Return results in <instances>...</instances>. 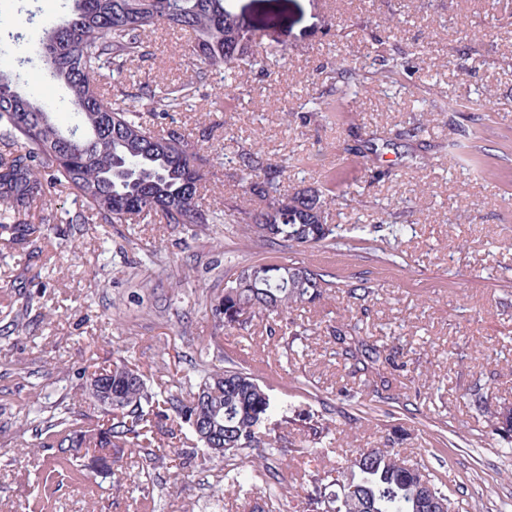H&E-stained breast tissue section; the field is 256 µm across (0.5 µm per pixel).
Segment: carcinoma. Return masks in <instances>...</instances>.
<instances>
[{
    "label": "carcinoma",
    "mask_w": 512,
    "mask_h": 512,
    "mask_svg": "<svg viewBox=\"0 0 512 512\" xmlns=\"http://www.w3.org/2000/svg\"><path fill=\"white\" fill-rule=\"evenodd\" d=\"M65 24L43 39L42 57L53 79L68 92L79 116L81 134L64 129L43 100L18 93L19 75L0 70V236L7 244L41 252L44 228L20 220L51 204V190L60 187L79 203L66 223L80 234L85 224H137L153 217L160 224L207 226L226 217L240 226L243 237L269 248L276 256L253 263L232 275L221 270L223 292L210 302V312L224 328L246 330L266 323L269 334L294 306L315 303L344 287L336 273L297 258L285 259L336 241V227L327 222L325 198L317 191L282 193L286 166L272 165L259 151L238 155L246 188L258 207L242 211L225 199L205 204L199 187L208 156L176 125L157 131L141 109L158 119L177 111L194 89L213 72L234 76L257 65L256 32L245 25L228 0H74ZM179 26L190 34L191 74L178 86L159 77L139 87L134 98L141 108L121 107L103 90L104 71L118 76L152 55L147 32L158 25ZM379 39L381 77L404 67L403 58L387 52ZM360 327H338L336 355L353 363L369 378L373 392L391 389L387 366L394 363L384 344L359 335ZM225 363L188 377L189 390L155 389L139 365L125 356L105 367L83 371L82 395L100 409L96 427L80 426L82 413L57 404L45 414L42 405L29 411L30 422L55 450L60 471L93 454L112 457L123 468L126 453L142 452L148 472L158 460L171 457L174 439L197 422L195 433L203 452L221 457L225 466L248 476L272 473L278 459L268 449L278 443L261 432L274 406L269 389L252 372ZM303 430L319 443L328 430L319 415L304 420ZM442 480L424 465H408L391 448L357 451L313 479L307 512H431L430 499L448 501Z\"/></svg>",
    "instance_id": "obj_1"
}]
</instances>
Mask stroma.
<instances>
[{
  "label": "stroma",
  "mask_w": 512,
  "mask_h": 512,
  "mask_svg": "<svg viewBox=\"0 0 512 512\" xmlns=\"http://www.w3.org/2000/svg\"><path fill=\"white\" fill-rule=\"evenodd\" d=\"M256 25L262 69L239 75L252 90L239 99L212 74L169 119L201 140L211 159L207 196L254 208L237 155L259 149L285 164L282 190L312 188L329 202V223L343 234L322 249L321 268L349 284L367 278L372 293H340L291 310L289 329L224 332L210 313L225 269L267 258L244 249L228 224H93L69 234L76 204L54 190L33 223L49 231L39 257L0 245V512H28L48 496L49 512H252L266 479L236 478L218 459H203L183 431L177 462L141 474L129 455L121 474L51 473L21 409L37 396L81 403L86 426L98 411L80 402L81 372L129 354L153 386L182 388L187 374L217 353L258 369L289 454L273 512H303L314 475L362 448L387 446L439 476L459 512H512V439L475 412L468 397L481 384L492 406L512 407V0H232ZM68 13L67 0H0V69L20 74L68 127L78 118L47 74L38 47L44 30ZM411 56L394 82L377 80L376 37ZM152 54L122 82L106 81L112 99L164 73L185 80L188 35L163 27ZM346 57L361 83L338 98L330 76ZM222 96L223 108L209 103ZM328 110L310 112V98ZM403 224L393 236L391 222ZM191 278L177 281L182 266ZM34 296V310L13 325L6 307ZM359 324L395 353L392 401L374 404L364 375L336 353L332 331ZM303 334L293 340V331ZM322 415L330 432L306 441L290 417Z\"/></svg>",
  "instance_id": "35a3bbf8"
}]
</instances>
